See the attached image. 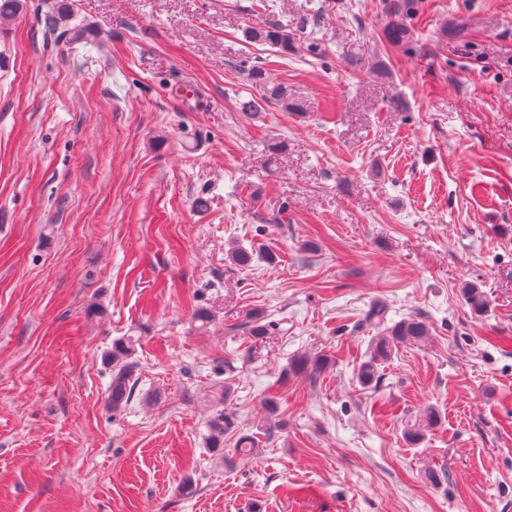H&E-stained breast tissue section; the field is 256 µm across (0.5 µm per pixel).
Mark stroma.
I'll use <instances>...</instances> for the list:
<instances>
[{
    "label": "stroma",
    "instance_id": "stroma-1",
    "mask_svg": "<svg viewBox=\"0 0 512 512\" xmlns=\"http://www.w3.org/2000/svg\"><path fill=\"white\" fill-rule=\"evenodd\" d=\"M70 2V48L0 22V512H512V0H413L401 45L393 0ZM256 60L299 111H240ZM374 303L430 335L366 389ZM296 33L281 22L268 23L261 27H254L245 32L246 39L254 42L268 44L283 53H295L300 49L297 46ZM136 340L132 337L121 340L112 347V383L110 389V402L113 409L125 405L131 397L135 384L134 376L137 364L131 361L135 351Z\"/></svg>",
    "mask_w": 512,
    "mask_h": 512
}]
</instances>
